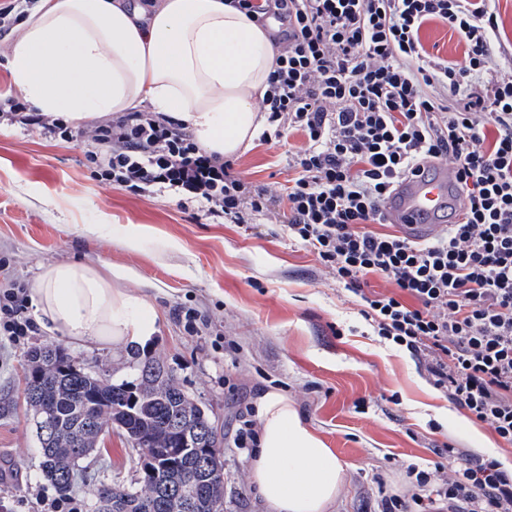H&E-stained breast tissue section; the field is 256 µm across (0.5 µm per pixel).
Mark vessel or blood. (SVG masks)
<instances>
[{
    "mask_svg": "<svg viewBox=\"0 0 512 512\" xmlns=\"http://www.w3.org/2000/svg\"><path fill=\"white\" fill-rule=\"evenodd\" d=\"M462 206L461 191L451 167L434 164L406 177L390 195L384 213L407 236L422 240L451 221Z\"/></svg>",
    "mask_w": 512,
    "mask_h": 512,
    "instance_id": "obj_1",
    "label": "vessel or blood"
}]
</instances>
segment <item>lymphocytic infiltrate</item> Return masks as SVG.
Masks as SVG:
<instances>
[{"mask_svg":"<svg viewBox=\"0 0 512 512\" xmlns=\"http://www.w3.org/2000/svg\"><path fill=\"white\" fill-rule=\"evenodd\" d=\"M497 0H233L258 22L276 21L278 48L258 102L262 140L296 130L284 192L250 189L223 157L205 152L162 112H118L73 127L15 98L0 127L50 140L90 138L96 175L135 195L197 204L218 224L266 216L316 254L359 296L381 338L425 367L433 385L474 421L512 444V62L496 68ZM438 20L459 36L461 61L430 55L420 32ZM453 168L462 216L429 240L376 232L399 182L427 164ZM381 276L391 295L365 293ZM25 286L0 288V334L22 336ZM412 492L381 512H512V473L496 460L445 448Z\"/></svg>","mask_w":512,"mask_h":512,"instance_id":"lymphocytic-infiltrate-1","label":"lymphocytic infiltrate"}]
</instances>
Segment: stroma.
Masks as SVG:
<instances>
[{"label":"stroma","mask_w":512,"mask_h":512,"mask_svg":"<svg viewBox=\"0 0 512 512\" xmlns=\"http://www.w3.org/2000/svg\"><path fill=\"white\" fill-rule=\"evenodd\" d=\"M306 139L253 140L232 156L254 186L283 190L288 157ZM83 139L51 141L39 131L0 129V279L31 284L45 265L83 262L129 271L124 291L150 298L158 313L149 347L206 406L226 435L224 512H264L250 482L252 451L234 447L239 412L278 391L346 465L330 512H379L381 492L409 489L408 469L433 472L445 445L512 462V445L451 405L405 351L376 335L357 296L336 283L316 255L289 241L283 225L214 224L164 194L138 196L97 178ZM209 315L199 336L184 332L176 307ZM39 329L18 343L0 335V391L15 408L0 416V512H48L56 499L41 475L26 417V352L57 343ZM73 357L117 379L129 348L68 346ZM141 458L121 432L107 435L72 492L88 512L102 479L128 483Z\"/></svg>","instance_id":"obj_1"}]
</instances>
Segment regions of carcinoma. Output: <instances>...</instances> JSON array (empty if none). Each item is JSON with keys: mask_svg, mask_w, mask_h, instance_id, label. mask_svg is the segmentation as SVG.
<instances>
[{"mask_svg": "<svg viewBox=\"0 0 512 512\" xmlns=\"http://www.w3.org/2000/svg\"><path fill=\"white\" fill-rule=\"evenodd\" d=\"M130 360L143 364L145 374L111 382L83 374L59 345L27 352L25 402L33 415L58 419L53 433L37 436L42 476L59 496L68 497L82 463L97 448L100 432L111 425L123 431L130 443L146 446L171 466L154 474L141 473L135 487L115 481L99 483L92 512H147L156 483L175 484L190 474L201 480V492L190 512H224V435L198 402L172 385V369L163 359L149 360L134 349ZM89 402L100 405L93 416ZM174 422L199 429L197 436L212 451L205 457L177 453L181 438L168 432Z\"/></svg>", "mask_w": 512, "mask_h": 512, "instance_id": "carcinoma-1", "label": "carcinoma"}]
</instances>
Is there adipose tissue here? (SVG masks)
Returning <instances> with one entry per match:
<instances>
[{
	"label": "adipose tissue",
	"instance_id": "ef3b65f1",
	"mask_svg": "<svg viewBox=\"0 0 512 512\" xmlns=\"http://www.w3.org/2000/svg\"><path fill=\"white\" fill-rule=\"evenodd\" d=\"M277 48L230 0H37L12 39L16 90L41 111L78 125L150 106L187 124L197 144L223 157L259 133L256 101L268 87ZM123 270L80 263L43 267L28 291L40 324L76 346L143 345L157 311L115 288ZM259 435L250 479L266 512H329L344 483L335 451L288 397L256 400Z\"/></svg>",
	"mask_w": 512,
	"mask_h": 512
}]
</instances>
